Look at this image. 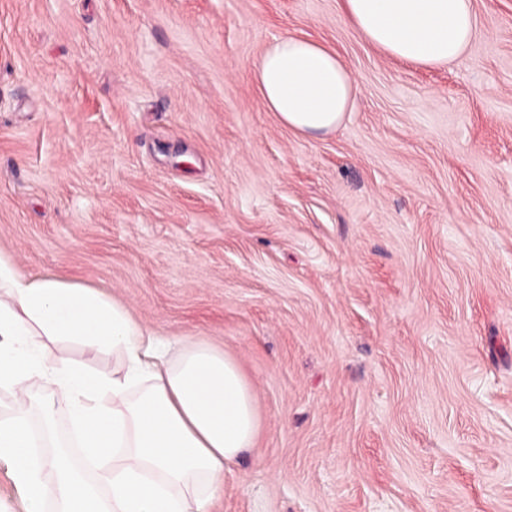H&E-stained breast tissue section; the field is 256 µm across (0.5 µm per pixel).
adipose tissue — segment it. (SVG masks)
I'll return each instance as SVG.
<instances>
[{"label": "adipose tissue", "mask_w": 512, "mask_h": 512, "mask_svg": "<svg viewBox=\"0 0 512 512\" xmlns=\"http://www.w3.org/2000/svg\"><path fill=\"white\" fill-rule=\"evenodd\" d=\"M353 24L386 54L420 67L459 60L478 18L473 0H345ZM267 109L296 134L330 133L354 97L336 53L294 36L254 66ZM110 349L108 372L47 364L49 344ZM16 405L0 415V459L23 486L21 512H211L224 472L253 447L260 428L251 387L234 359L203 343L148 329L108 293L52 275L33 276L0 251V387ZM69 414L88 476L71 453L40 452L51 426L34 432L27 406ZM55 476L53 495L44 477Z\"/></svg>", "instance_id": "obj_1"}]
</instances>
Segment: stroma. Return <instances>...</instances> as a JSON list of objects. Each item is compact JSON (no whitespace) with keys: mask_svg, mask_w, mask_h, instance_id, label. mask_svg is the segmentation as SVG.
<instances>
[{"mask_svg":"<svg viewBox=\"0 0 512 512\" xmlns=\"http://www.w3.org/2000/svg\"><path fill=\"white\" fill-rule=\"evenodd\" d=\"M474 7L427 69L341 0H0V249L238 362L214 512H512V0ZM285 36L349 71L336 131L266 108Z\"/></svg>","mask_w":512,"mask_h":512,"instance_id":"35a3bbf8","label":"stroma"}]
</instances>
